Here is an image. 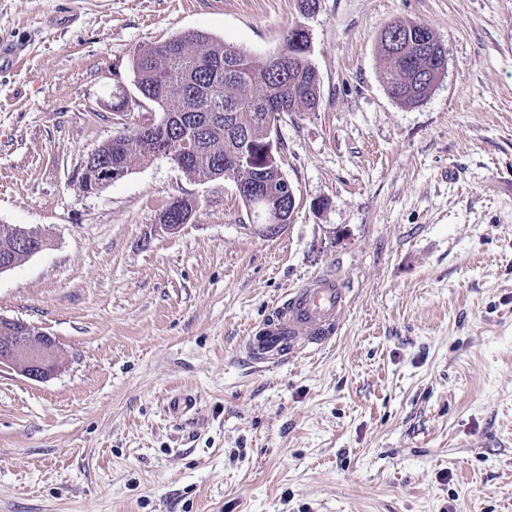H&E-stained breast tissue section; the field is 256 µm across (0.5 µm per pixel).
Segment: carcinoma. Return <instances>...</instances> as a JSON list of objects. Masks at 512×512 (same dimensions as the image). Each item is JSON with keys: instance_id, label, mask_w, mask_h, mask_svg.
Segmentation results:
<instances>
[{"instance_id": "cac0c4a2", "label": "carcinoma", "mask_w": 512, "mask_h": 512, "mask_svg": "<svg viewBox=\"0 0 512 512\" xmlns=\"http://www.w3.org/2000/svg\"><path fill=\"white\" fill-rule=\"evenodd\" d=\"M420 28L418 22L397 21L380 35L379 51L388 63L384 81L390 93L407 80L401 61L391 54L416 55ZM300 31L299 26L289 29L278 53L261 64L241 48L202 32L146 45L131 63L135 88L142 99L159 107V121L169 124L163 147L173 149L185 136L196 140L198 158L181 171L205 182L237 167L243 183L270 190L272 204L286 224L291 217L287 202L292 186L279 160L263 162L260 151L278 117L318 107L320 81L306 59L308 45L294 48L290 43V36ZM432 89L430 75L407 87L406 94L395 101L403 107L415 106ZM98 152L127 170L155 156L134 130L103 142ZM4 255L13 268L32 257L17 233L0 224V257Z\"/></svg>"}]
</instances>
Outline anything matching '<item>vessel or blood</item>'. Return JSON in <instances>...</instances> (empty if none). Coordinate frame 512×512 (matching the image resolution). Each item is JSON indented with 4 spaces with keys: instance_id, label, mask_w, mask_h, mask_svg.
<instances>
[{
    "instance_id": "vessel-or-blood-1",
    "label": "vessel or blood",
    "mask_w": 512,
    "mask_h": 512,
    "mask_svg": "<svg viewBox=\"0 0 512 512\" xmlns=\"http://www.w3.org/2000/svg\"><path fill=\"white\" fill-rule=\"evenodd\" d=\"M349 290L334 274H321L287 290L272 318L246 339L253 363L266 367L302 352L323 349L334 338L349 309Z\"/></svg>"
}]
</instances>
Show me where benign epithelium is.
<instances>
[{
	"mask_svg": "<svg viewBox=\"0 0 512 512\" xmlns=\"http://www.w3.org/2000/svg\"><path fill=\"white\" fill-rule=\"evenodd\" d=\"M127 175V171L112 164V161L97 158L90 153L81 169V180L86 192L94 193ZM283 229L275 215L264 211L261 223L256 225L259 234L270 237ZM24 233L20 243L29 239L37 241L35 252L39 253L48 246V238L34 228L19 227ZM16 336L0 346V368H8L19 375L37 382H45L57 375L65 367L63 351L56 339L38 326L22 319L13 318Z\"/></svg>",
	"mask_w": 512,
	"mask_h": 512,
	"instance_id": "1",
	"label": "benign epithelium"
}]
</instances>
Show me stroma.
Listing matches in <instances>:
<instances>
[{"label":"stroma","instance_id":"1","mask_svg":"<svg viewBox=\"0 0 512 512\" xmlns=\"http://www.w3.org/2000/svg\"><path fill=\"white\" fill-rule=\"evenodd\" d=\"M395 21L447 57L410 108L377 49ZM295 26L321 99L276 124L278 235L165 156L83 192L88 153L159 117L110 108L141 46L198 30L261 62ZM1 41L27 52L0 72V224L49 245L0 274V315L67 363L0 370V512H512V0H0ZM326 270L350 288L333 344L250 364V332Z\"/></svg>","mask_w":512,"mask_h":512}]
</instances>
